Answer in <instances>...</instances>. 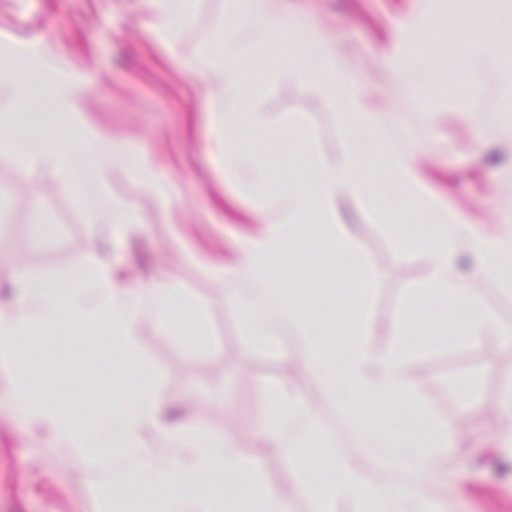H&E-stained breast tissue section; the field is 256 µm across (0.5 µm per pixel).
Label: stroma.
I'll use <instances>...</instances> for the list:
<instances>
[{"mask_svg":"<svg viewBox=\"0 0 512 512\" xmlns=\"http://www.w3.org/2000/svg\"><path fill=\"white\" fill-rule=\"evenodd\" d=\"M271 6L284 17L325 26L367 95L392 114V139L417 150L429 189L472 216L478 230H492L498 213L512 206V164L488 155L490 147L512 138V94L493 74L473 83L458 48L468 29H449L447 19L452 12L462 22L472 13H489L485 35L497 41L512 30L503 0H272ZM147 12L146 0H0V58H14L18 75L34 82L36 72L21 58V48L44 43L62 67L92 78L79 118H59L37 132L30 115L51 104L48 85L36 84L25 102H0V282H14L22 272L62 288L91 287V278L75 279L74 272L95 247L111 263L118 287L170 283L195 301L204 325L196 327L184 315L180 333L165 336L152 310H145L133 360L120 347L104 344L98 320L34 326L16 358L0 363V395L27 383L34 396L90 428L140 379L150 377L164 400L180 404L187 423L232 436L242 456L254 459L261 484L283 495L291 512H310L288 463L272 452L254 453L267 443L269 388L300 391L308 404L295 423L300 438L319 424L342 454L357 448L358 425L375 423L376 415L364 406L345 415L306 384L301 369L287 362L295 347L291 329H277L279 351L254 347L228 301L246 280L224 275V268L236 265L240 243L261 231L259 217L276 221L281 214L268 188L226 179L224 164L210 150L214 132L206 89L189 64L223 39L225 0H194L171 46L145 30ZM419 13L426 16L423 25L406 26V19ZM393 46L417 51L408 75L412 94H404L390 77L385 51ZM246 66L265 89L259 100L243 99L242 113L265 112L293 152L285 154L280 143L263 139L244 120L232 137L254 154L272 183H288L298 176L309 148L335 152L341 137L337 108L269 81L272 62L263 54ZM484 112L493 120L482 126L478 118ZM87 127L147 155L166 183V201H158L120 164L109 185L95 182L87 170L78 187L62 186L27 167L32 137L79 152ZM307 130L313 135L309 142L303 137ZM108 199L136 206L141 223L108 237L106 222H91ZM341 216L345 232L379 268L368 308L357 300L358 269L324 245L312 222L287 235L276 279L287 283L294 305L331 350L339 347L344 322L358 310H365L376 329L408 317L410 371L428 373L430 384L418 386L421 399L450 428L447 456L436 459L424 479L427 492L439 512H512V472L501 470L496 460L501 401L512 390V342L496 336L478 344L451 340L456 318L435 297H421L406 311L407 291L425 280L427 269L417 253L396 254L395 236L402 222L418 220L416 209L387 205L378 214L351 201ZM473 378L479 381L478 404L468 410L460 392ZM217 390L223 401L212 400ZM95 481L83 461L51 447L46 435L0 404V512H102L101 498L91 493ZM168 496L161 488L146 489L135 473L109 494L112 512H165Z\"/></svg>","mask_w":512,"mask_h":512,"instance_id":"1","label":"stroma"}]
</instances>
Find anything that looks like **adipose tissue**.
I'll return each mask as SVG.
<instances>
[{
    "label": "adipose tissue",
    "mask_w": 512,
    "mask_h": 512,
    "mask_svg": "<svg viewBox=\"0 0 512 512\" xmlns=\"http://www.w3.org/2000/svg\"><path fill=\"white\" fill-rule=\"evenodd\" d=\"M152 10L146 21L150 34L172 38L184 19L191 0H150ZM253 24L248 37L228 26L224 40L214 51L203 52L193 63L194 74L202 79L210 94L211 110L232 118L240 107V93L246 86L243 63L261 46L280 58L274 73L287 87L320 89L326 96L340 95L338 118L345 130L343 146L330 157L310 155L305 175L276 195L283 213L281 221L270 223L267 231L245 241L241 248L239 272L247 276L248 288L232 295L250 336L257 342L275 341L276 327L292 328L296 333L297 360L310 381L327 397L348 406L390 408L404 403L417 413L425 407L418 390L408 378L410 353L403 344L402 325L386 327L384 333L368 328L363 320L346 324L340 354H332L313 334L301 311L290 302L287 291L275 282L273 274L283 252L285 237L303 218L319 224L334 245L355 255L367 278H375L376 267L368 255L339 232V211L343 203L363 198L366 193L369 163L362 156L358 136L370 135L384 154L391 180L405 192L406 199L420 203L425 216L418 228L397 238L399 249L418 252L427 266V276L420 288L409 291L410 298L429 294L452 303L460 318L458 337L477 342L487 336H511L512 329L502 326L473 293L466 279L460 277L461 256L478 257L476 273L512 287V211L502 213L498 230L481 233L463 212L441 202L426 186L416 163L414 150L392 142L379 112L369 103L357 77L341 65L319 26H308L282 16H270V0H238ZM486 14H474L469 26L473 37L460 44L474 79H481L492 66H499L502 83L512 88V67L500 63L490 41L478 37L486 27ZM303 33L320 49L318 65L303 63L297 47L288 46L289 33ZM40 69L57 75L56 93L60 105L71 115H78L88 83L79 75L58 76V63L52 52L40 45H29ZM85 158L33 144L28 162L62 181L73 182L82 161H89L100 184L112 178V162L118 152L107 139L87 131ZM88 270L97 283L85 292L61 288L54 283L20 278L18 292L10 306H0V358L12 356L15 345L28 336L32 326L73 322L99 317L111 322L128 351H136L138 331L145 306H152L160 316L159 327L169 330L167 311L176 303L171 288L156 285L146 292L114 286L107 262L90 256ZM13 411L57 447L81 459L100 475L99 490L125 483L130 461L146 465L154 482L174 488L168 512H216L211 494L197 492L201 476L231 486L252 478L255 470L242 457L229 437H215L197 431L194 426L170 418L164 400L150 387L134 390L116 412L101 416L94 430H86L74 421L62 418L54 408L34 401L27 391L17 389L9 398ZM303 404L284 391L269 392V413L265 423L267 442L299 474L298 491L309 502L311 512H333L337 501L356 504V512H435L422 491V478L435 458L448 452V424L430 420L419 442L364 429L359 433L355 456H337L335 448L327 455L336 459V474L327 481L311 477L306 450L290 430V418ZM165 436L169 447L150 446L148 434ZM378 462L405 472L410 481L391 494L380 496L361 478L364 466Z\"/></svg>",
    "instance_id": "1"
}]
</instances>
